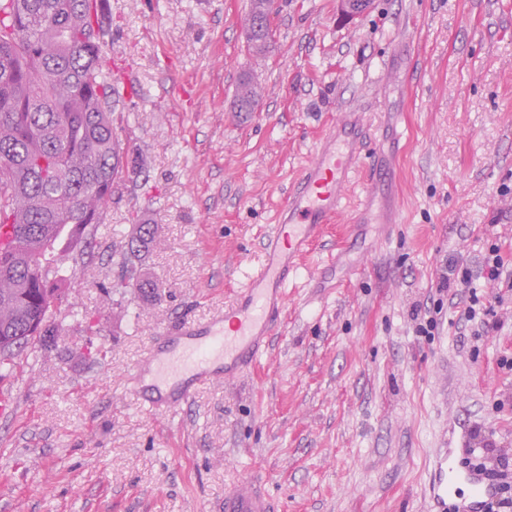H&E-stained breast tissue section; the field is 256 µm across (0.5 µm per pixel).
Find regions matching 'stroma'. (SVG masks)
<instances>
[{
    "instance_id": "1",
    "label": "stroma",
    "mask_w": 512,
    "mask_h": 512,
    "mask_svg": "<svg viewBox=\"0 0 512 512\" xmlns=\"http://www.w3.org/2000/svg\"><path fill=\"white\" fill-rule=\"evenodd\" d=\"M248 6L112 0L102 65L135 91L112 110L150 165L116 192L54 335L0 367V512H219L225 483L252 471L279 512H429L448 428H480L512 460V371L498 365L512 295L478 340L446 315L426 339L411 319L451 254L479 255L482 229L512 242V0H373L349 23L336 0H279L261 58L244 48ZM245 75L262 88L254 112L232 109ZM346 112L390 162L400 223H355L359 168L300 261L271 349L181 414H146L129 392L146 347L235 298ZM134 224L158 227L154 301L114 285L112 241Z\"/></svg>"
}]
</instances>
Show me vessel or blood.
Segmentation results:
<instances>
[{
    "label": "vessel or blood",
    "mask_w": 512,
    "mask_h": 512,
    "mask_svg": "<svg viewBox=\"0 0 512 512\" xmlns=\"http://www.w3.org/2000/svg\"><path fill=\"white\" fill-rule=\"evenodd\" d=\"M366 135L359 118L346 117L307 159L277 223L262 241L261 265L223 314L206 322H184L146 348L131 391L149 411L178 414L197 385L236 378L266 352L277 333L297 260L339 212L358 167L370 171L363 186L365 205L380 197L387 169L365 156ZM474 454L464 436L449 439L447 448L436 454L429 480L430 512H483L495 497V481L466 463ZM224 512H277V504L262 477L250 474L225 486Z\"/></svg>",
    "instance_id": "vessel-or-blood-1"
}]
</instances>
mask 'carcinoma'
Here are the masks:
<instances>
[{
  "label": "carcinoma",
  "instance_id": "obj_1",
  "mask_svg": "<svg viewBox=\"0 0 512 512\" xmlns=\"http://www.w3.org/2000/svg\"><path fill=\"white\" fill-rule=\"evenodd\" d=\"M103 0H0V366L54 330L65 284L125 179L145 167L112 118L116 86L103 72ZM254 80L235 99L259 102ZM155 225L112 243L119 275L155 293L142 249Z\"/></svg>",
  "mask_w": 512,
  "mask_h": 512
}]
</instances>
